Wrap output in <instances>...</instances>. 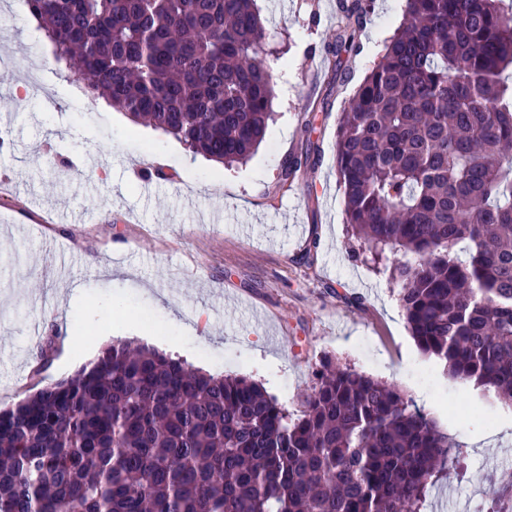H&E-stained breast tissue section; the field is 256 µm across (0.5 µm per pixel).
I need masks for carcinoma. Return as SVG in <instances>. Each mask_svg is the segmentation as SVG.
Returning a JSON list of instances; mask_svg holds the SVG:
<instances>
[{"mask_svg":"<svg viewBox=\"0 0 512 512\" xmlns=\"http://www.w3.org/2000/svg\"><path fill=\"white\" fill-rule=\"evenodd\" d=\"M94 97L232 164L273 90L254 0H28ZM372 0L332 33L336 69ZM512 3L407 0L337 117L346 222L390 269L419 349L512 402ZM311 159L282 164L295 178ZM460 444L396 386L331 360L301 414L238 375L113 341L0 410V512H423Z\"/></svg>","mask_w":512,"mask_h":512,"instance_id":"carcinoma-1","label":"carcinoma"}]
</instances>
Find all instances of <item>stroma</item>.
Masks as SVG:
<instances>
[{
  "label": "stroma",
  "mask_w": 512,
  "mask_h": 512,
  "mask_svg": "<svg viewBox=\"0 0 512 512\" xmlns=\"http://www.w3.org/2000/svg\"><path fill=\"white\" fill-rule=\"evenodd\" d=\"M404 6L375 0L340 77L339 0H255L275 34L265 47L274 119L258 151L227 167L88 97L24 0H0V14L18 19L0 59L46 67L54 86L53 99L24 101L18 79H0V128L10 134L0 153V409L68 377L101 342L143 336L210 373L251 377L294 416L328 356L398 386L458 441L455 502L430 494L426 512H500L512 500V404L421 353L389 274L404 255L377 258L353 236L336 171L337 114ZM307 139L317 162L281 181ZM59 248L70 263L55 276Z\"/></svg>",
  "instance_id": "obj_1"
}]
</instances>
